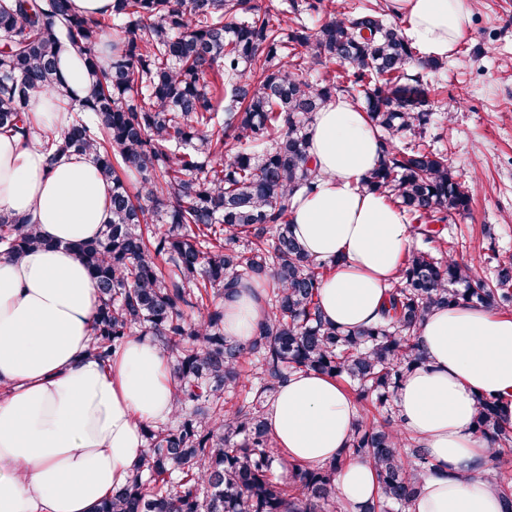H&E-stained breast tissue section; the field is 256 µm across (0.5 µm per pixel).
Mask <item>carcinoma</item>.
I'll use <instances>...</instances> for the list:
<instances>
[{
  "label": "carcinoma",
  "mask_w": 512,
  "mask_h": 512,
  "mask_svg": "<svg viewBox=\"0 0 512 512\" xmlns=\"http://www.w3.org/2000/svg\"><path fill=\"white\" fill-rule=\"evenodd\" d=\"M271 23L259 0H112L84 17L70 0H0V129L34 134L31 101L54 91L73 110L43 135L47 165L64 155L94 159L112 184L101 234L78 243L99 294L91 353L107 362L132 336L173 359L174 426H148L142 463L96 512H342L336 473L286 463L265 408L296 372L356 384L373 415L424 363L418 331L435 308H512V262L487 257L493 276L436 242L433 223L470 209L448 158L421 140L432 117L430 74L401 28L348 0H287ZM320 17L316 29L304 17ZM119 30L106 54L107 29ZM85 56L89 84L69 91L58 69L63 43ZM336 65L318 83L306 74ZM361 104L379 132L381 160L365 185L410 220L422 246L400 264L385 319L354 331L322 317L328 261L310 258L290 232L295 193L313 188L310 132L337 96ZM137 175L129 192L125 177ZM0 253L17 259L49 247L28 217L0 213ZM272 280L266 316L251 341L224 336V296L242 281ZM257 384L236 399L250 379ZM500 399L477 397L475 430L491 448L488 478L512 512V425ZM405 453H400V449ZM348 455L369 459L378 495L362 512H406L434 469L414 438L377 421L357 423ZM288 468V478L275 471Z\"/></svg>",
  "instance_id": "cac0c4a2"
}]
</instances>
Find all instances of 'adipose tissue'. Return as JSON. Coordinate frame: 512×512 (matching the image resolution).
<instances>
[{
  "mask_svg": "<svg viewBox=\"0 0 512 512\" xmlns=\"http://www.w3.org/2000/svg\"><path fill=\"white\" fill-rule=\"evenodd\" d=\"M419 55H457L474 0H391ZM314 188L290 202V230L316 260H335L320 286L324 318L346 330L374 323L406 251L410 226L385 197L365 188L378 140L364 112L336 97L310 134ZM112 185L91 157L45 165L39 144L0 130V212L33 214L47 247L0 256V512H95L125 485L145 452L144 428L174 413V382L163 349L134 336L109 362L88 354L98 292L73 245L100 235L111 218ZM264 286L243 282L224 300V334L247 343L264 314ZM419 340L427 355L398 391L403 430L435 469L410 512H503L482 471L489 458L473 420L479 395L502 396L512 423V317L482 306L433 311ZM360 418L336 381L289 377L267 405L285 459L314 467L340 457ZM364 458L336 476L348 512L376 496Z\"/></svg>",
  "mask_w": 512,
  "mask_h": 512,
  "instance_id": "1",
  "label": "adipose tissue"
}]
</instances>
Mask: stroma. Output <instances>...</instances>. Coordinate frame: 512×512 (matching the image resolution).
Here are the masks:
<instances>
[{
  "instance_id": "obj_1",
  "label": "stroma",
  "mask_w": 512,
  "mask_h": 512,
  "mask_svg": "<svg viewBox=\"0 0 512 512\" xmlns=\"http://www.w3.org/2000/svg\"><path fill=\"white\" fill-rule=\"evenodd\" d=\"M433 115L424 136L472 195L449 217L446 239L479 262L487 249L512 260V0H476L456 57L434 74Z\"/></svg>"
}]
</instances>
